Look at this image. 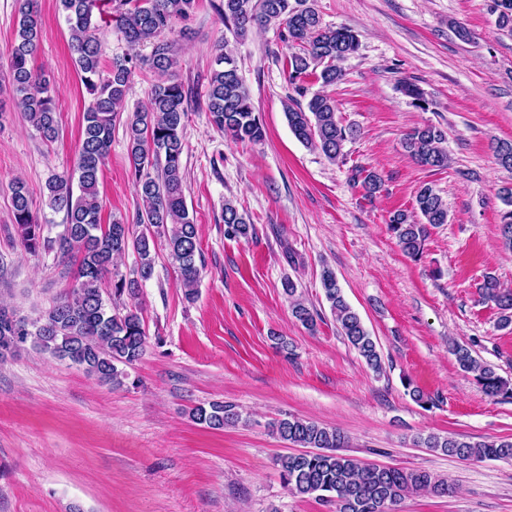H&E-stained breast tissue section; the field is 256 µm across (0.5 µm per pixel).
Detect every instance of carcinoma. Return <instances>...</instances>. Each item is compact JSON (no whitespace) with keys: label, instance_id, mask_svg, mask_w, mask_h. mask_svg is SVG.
Returning <instances> with one entry per match:
<instances>
[{"label":"carcinoma","instance_id":"cac0c4a2","mask_svg":"<svg viewBox=\"0 0 512 512\" xmlns=\"http://www.w3.org/2000/svg\"><path fill=\"white\" fill-rule=\"evenodd\" d=\"M70 36V49L80 80L91 96L84 114L81 143L74 168L53 175L47 182L45 205L64 214L63 229L56 237L45 235L48 225L32 210L26 186H11L15 231L30 254L54 253L60 263L76 265L74 283L35 319L20 316L0 305V361L29 345L68 361L112 388L126 385L125 368L140 361L146 351V329L137 308L119 307L123 296L136 297L154 274L156 246L164 241L174 265L179 286L187 300L198 294L200 244L197 224L190 217L183 192L182 155L184 130L189 119L193 90L185 86L171 69L176 64L172 43L164 38L174 20L189 18L197 0H112V11L129 42L148 44L150 54L112 63L108 75L101 72L102 46L93 21L99 0H58ZM18 26L7 48L9 82L26 120L44 140L58 135L55 92L50 82L31 68L41 37L38 0H17ZM219 12L224 26L243 38L253 28L276 29L282 39L298 46L289 57V80L298 95L306 96L303 78L314 76L330 86L342 80L341 63L359 48L358 35L351 29L326 25L313 0H223ZM492 12L502 29L512 33V0H493ZM147 66L160 76L169 75L152 86L145 107L125 124L128 156L136 192L141 200L136 223L143 226L137 235L122 219L100 223L99 176L107 157L112 128L123 110L134 71ZM399 91L422 110L428 106L423 90L404 81ZM204 104L211 123L237 143L257 144L265 136L236 59L228 49L215 57ZM285 118L294 136L306 147L320 151L334 162L343 157V146L357 131L336 118V105L326 94L315 93L301 104L289 98ZM445 132L432 124L418 126L403 138L404 150L418 164L444 169L449 157ZM496 164L512 171V140H500L493 148ZM351 180L369 196L380 190L382 177L374 171L356 169ZM500 198L505 208L500 214L503 246L512 250V187L504 186ZM224 235L247 238L253 225L235 204L224 201ZM448 223V206L430 184L421 185L415 195V214L403 210L392 213L390 232L401 250L413 259L423 253L428 226ZM134 255L127 273L115 262ZM322 287L340 333L357 351L367 367L383 371L377 342L366 330L360 316L342 294L336 274L323 270ZM283 290L292 302V315L307 330L317 327L319 314L297 298V286L288 279ZM483 301L499 311V325L512 326V289L487 274L479 286ZM451 354L459 369L473 375L484 393L512 398L508 381L493 367L479 362L469 348L454 344ZM198 424L222 430L241 417L230 402H210L191 408ZM281 440L312 453L288 455L279 460L281 477L289 492L317 495L336 505V512H397V506L411 492L430 491L446 495L452 489L445 479L425 470L385 469L343 453L346 436L338 429L314 421L289 417L271 424ZM427 448L461 459L512 461V439L471 441L431 434L419 438Z\"/></svg>","mask_w":512,"mask_h":512}]
</instances>
